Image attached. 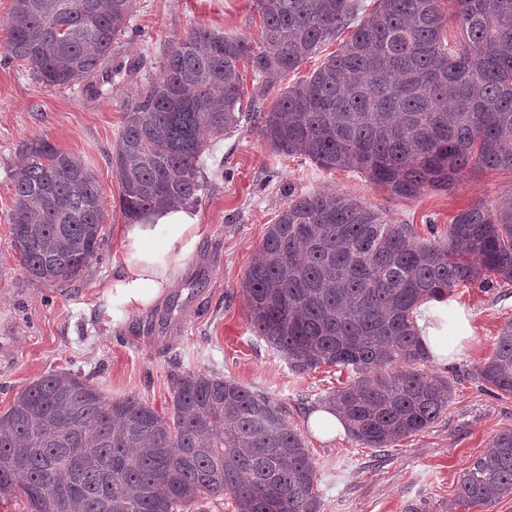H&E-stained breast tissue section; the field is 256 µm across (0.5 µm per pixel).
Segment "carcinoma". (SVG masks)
Segmentation results:
<instances>
[{
    "label": "carcinoma",
    "mask_w": 512,
    "mask_h": 512,
    "mask_svg": "<svg viewBox=\"0 0 512 512\" xmlns=\"http://www.w3.org/2000/svg\"><path fill=\"white\" fill-rule=\"evenodd\" d=\"M462 36L445 42L440 4ZM257 38L198 25L167 48L162 72L126 113L112 166L129 224L198 201L204 133L228 134L255 97L351 24V37L284 89L254 126L278 155L352 169L399 198L446 190L469 168L512 170V0H255ZM133 0H12L0 53L64 86L94 77L124 32ZM13 176L12 244L39 282L75 285L100 258L104 208L93 170L45 139L23 145ZM512 284V201L476 202L444 239H422L340 195L288 191L245 279L256 336L304 374L351 371L328 401L365 448H389L448 409V377L423 369L413 311L467 284ZM512 396V321L478 369ZM173 413L105 397L71 372L20 388L0 415V493L31 512H188L230 494L237 512H323L318 479L288 407L201 371L173 378ZM512 494V428L463 468L450 512Z\"/></svg>",
    "instance_id": "carcinoma-1"
}]
</instances>
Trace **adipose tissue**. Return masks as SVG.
<instances>
[{"mask_svg": "<svg viewBox=\"0 0 512 512\" xmlns=\"http://www.w3.org/2000/svg\"><path fill=\"white\" fill-rule=\"evenodd\" d=\"M206 232L190 208H158L136 224L124 227L122 252L112 278L101 290L99 302L112 324L157 305L193 262ZM445 303H422L416 315L419 338L433 364L460 359L464 341L474 336L470 318L456 310L445 318Z\"/></svg>", "mask_w": 512, "mask_h": 512, "instance_id": "ef3b65f1", "label": "adipose tissue"}]
</instances>
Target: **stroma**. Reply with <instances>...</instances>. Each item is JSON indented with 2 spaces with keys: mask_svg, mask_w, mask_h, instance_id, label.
I'll return each mask as SVG.
<instances>
[{
  "mask_svg": "<svg viewBox=\"0 0 512 512\" xmlns=\"http://www.w3.org/2000/svg\"><path fill=\"white\" fill-rule=\"evenodd\" d=\"M200 24L253 38L262 18L255 0H134L129 27L92 84L48 86L25 62L0 61V413L22 386L65 370L105 396L133 394L168 414L174 375L200 370L288 407V422L301 432L316 467L323 512H448L461 470L512 428V396L485 391L476 375L512 320V285L451 292L449 305L469 313L475 338L460 360L440 370L453 384L448 408L432 426L378 455L349 434L322 440L310 431V412L348 375L328 365L293 372L251 329L243 283L289 192L353 198L424 237L428 225L445 231L473 203L495 205L512 191L511 170L470 169L449 190L398 198L365 175L275 155L253 122L242 121L231 134L207 137L194 205L207 231L185 277L155 307L122 325L111 326L101 312L98 297L122 244L112 159L126 110L159 77L166 45ZM36 138L80 157L100 181L101 258L73 287L31 280L12 247V175L22 162L20 145Z\"/></svg>",
  "mask_w": 512,
  "mask_h": 512,
  "instance_id": "stroma-1",
  "label": "stroma"
}]
</instances>
